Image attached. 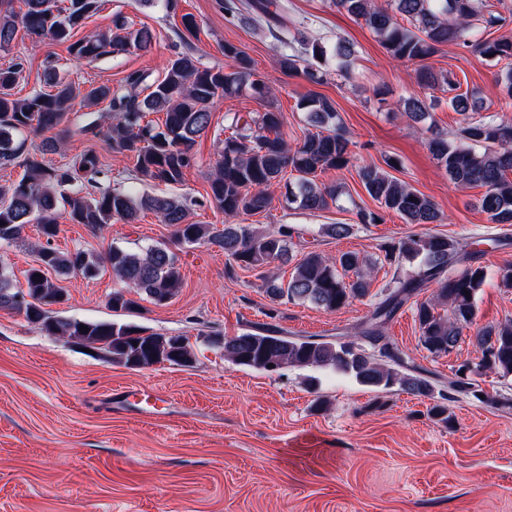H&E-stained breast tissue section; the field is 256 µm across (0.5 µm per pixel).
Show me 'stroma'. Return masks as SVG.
<instances>
[{"label":"stroma","instance_id":"obj_1","mask_svg":"<svg viewBox=\"0 0 512 512\" xmlns=\"http://www.w3.org/2000/svg\"><path fill=\"white\" fill-rule=\"evenodd\" d=\"M195 16L199 29L187 42L211 66L227 67L224 45L242 48L276 91L270 106L282 112L288 140L309 124L298 107L308 93L331 100L336 122L348 132L358 162L384 166L397 160L394 177L431 197L444 215L432 232L450 237L500 238L484 254L488 278L477 294L478 322L512 320V291L498 286L497 272L512 262V226L490 223L479 207V187H459L429 153L417 124L404 113L409 97H429L417 82L414 64L393 61L361 22L328 7L326 0H288L289 36L334 47L351 44L350 79L332 77L310 84L275 63L277 42L265 27L229 24L219 0H102L82 33L111 27L123 16L154 35L151 52L78 63L64 46L38 40L25 30L0 49V66L22 59L14 88L26 97L45 86L47 68L72 80L80 91L116 87L134 71L158 77L180 44L181 17ZM434 72H453L463 89L475 91L482 115L512 119V98L495 80L512 60H487L448 44L429 60ZM259 103L250 93L217 102L207 135L194 146L195 167L178 185L138 180L132 156L107 150L102 139L81 131L99 119L107 103L75 100L69 115L68 151L44 155L45 164L95 149L104 163L102 188L137 194L205 196L217 159V141L228 136L229 115L249 117ZM320 182L340 185L336 205L310 212L286 205L282 186L262 213L240 223L273 228L288 224L299 236L294 260L308 251L354 252L375 261L366 296L328 313L309 303L286 302L275 324L299 336L348 332L378 302L395 269L383 260L389 239L418 233L394 213L384 223L360 224L357 208L378 205L355 172L330 171ZM53 240L63 252L104 253L118 246L140 251L167 245L178 258L183 284L165 304L139 300L130 312L108 305L120 286L111 269L92 279L73 274L60 281L64 299L56 316L81 321L119 320L166 336L188 337L196 358L189 366L167 363L133 370L113 363L98 349L83 352L78 340L37 329L23 314L0 309V512H512V407L494 409L461 397L448 403L451 426L434 422L425 402L402 393H380L353 377L319 368L285 367L275 373L225 360L213 341L266 323V298L259 271L227 270L214 246L182 245L171 227L141 211L136 223L120 221L90 232L58 218ZM325 224H349L352 232L333 239ZM40 240L28 225L21 240L0 242V265L22 277L34 264ZM387 333L414 362L448 376L461 361L477 357L472 331L452 352L435 357L420 342L413 307H404Z\"/></svg>","mask_w":512,"mask_h":512}]
</instances>
